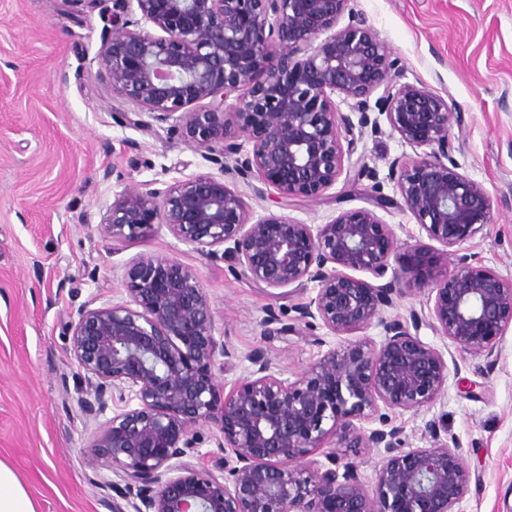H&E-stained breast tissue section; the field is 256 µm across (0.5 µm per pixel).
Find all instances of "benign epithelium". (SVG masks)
Returning a JSON list of instances; mask_svg holds the SVG:
<instances>
[{
	"label": "benign epithelium",
	"mask_w": 512,
	"mask_h": 512,
	"mask_svg": "<svg viewBox=\"0 0 512 512\" xmlns=\"http://www.w3.org/2000/svg\"><path fill=\"white\" fill-rule=\"evenodd\" d=\"M87 2L103 21L91 62L112 94L139 109L133 123L151 131L173 122L203 157L223 159L224 175L260 182V195L317 198L333 187L356 151L355 126L378 123L367 111L381 88L391 132L421 150L389 166L402 208L447 249L490 223V196L449 154L448 101L396 84L398 60L351 0ZM356 176L373 181V208L317 226L276 214L254 221L234 184L210 175L114 198L99 229L106 241L140 242L158 224L266 288L318 283L294 322L279 327L270 315L264 333L318 319L336 336L375 323L385 335L331 348L292 380L255 349L250 375L222 397L213 367L231 353L213 336L198 275L167 256L134 257L126 300L84 306L67 323L80 407L97 417L114 398L137 400L98 425L85 457L94 472L121 473L111 512H454L469 492L472 473L458 445L441 439L440 423L426 424L430 447L400 448L388 411H418L444 391L448 362L421 340V326L460 353L494 355L512 326V279L465 255L443 277L418 281L408 257L422 249L398 255L392 225L376 213L394 198L368 166ZM393 261L427 292V309L388 321L403 295L401 277L388 274ZM362 420L379 426L364 429ZM201 422L218 432L222 476L196 448ZM345 448L386 449L373 489Z\"/></svg>",
	"instance_id": "7a95c632"
}]
</instances>
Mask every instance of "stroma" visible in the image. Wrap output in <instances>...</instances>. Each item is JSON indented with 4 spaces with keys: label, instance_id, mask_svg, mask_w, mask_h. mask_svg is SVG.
<instances>
[{
    "label": "stroma",
    "instance_id": "stroma-1",
    "mask_svg": "<svg viewBox=\"0 0 512 512\" xmlns=\"http://www.w3.org/2000/svg\"><path fill=\"white\" fill-rule=\"evenodd\" d=\"M392 56L402 82L448 99L455 110L448 141L464 172L492 200L491 222L457 247L512 279V0H351ZM103 22L83 0H0V460L25 483L39 512H110V468L85 465L98 422L69 393L77 370L64 325L82 306L121 301L131 260L164 254L195 270L213 313V334L237 354L216 371L219 387L248 374L245 353L262 349L273 372L292 378L328 349L344 344L320 323L266 336L267 313L294 317L316 283L276 297L227 264L158 227L137 244L102 242L98 233L116 194L146 191L224 172L168 124L144 131L120 124L132 104L113 95L91 59ZM67 83H60L59 73ZM386 177L393 159L415 152L389 126L364 134L356 152ZM367 179H339L315 199L273 202L238 183L254 217L271 213L324 224L371 206ZM401 248L441 253L399 207L381 211ZM421 339L443 352L448 381L441 397L417 411H393L408 448L432 444L429 420L454 440L475 472L455 512H512V327L492 361L458 353L430 327Z\"/></svg>",
    "mask_w": 512,
    "mask_h": 512
}]
</instances>
